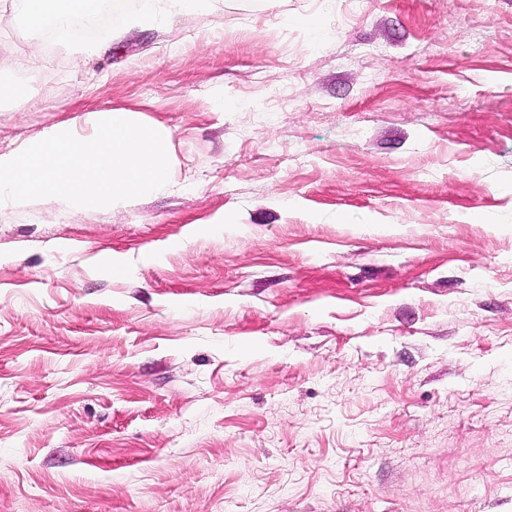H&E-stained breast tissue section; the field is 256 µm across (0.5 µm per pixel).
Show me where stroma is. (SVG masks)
I'll return each instance as SVG.
<instances>
[{
  "instance_id": "35a3bbf8",
  "label": "stroma",
  "mask_w": 512,
  "mask_h": 512,
  "mask_svg": "<svg viewBox=\"0 0 512 512\" xmlns=\"http://www.w3.org/2000/svg\"><path fill=\"white\" fill-rule=\"evenodd\" d=\"M0 12V153L171 134L163 193L0 213V512H512V0H212L93 79Z\"/></svg>"
}]
</instances>
